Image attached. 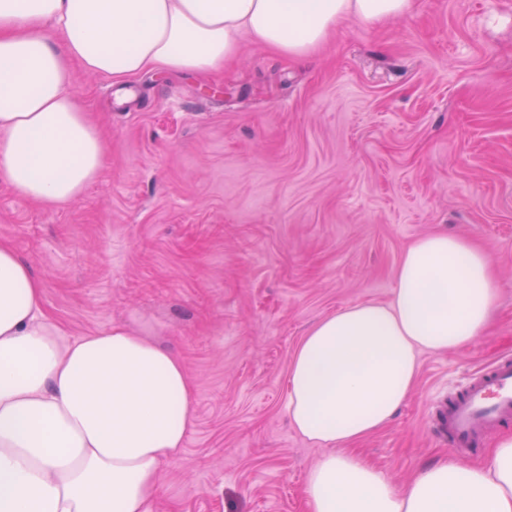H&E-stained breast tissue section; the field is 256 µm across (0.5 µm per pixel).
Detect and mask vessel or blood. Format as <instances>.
I'll return each mask as SVG.
<instances>
[{"mask_svg":"<svg viewBox=\"0 0 512 512\" xmlns=\"http://www.w3.org/2000/svg\"><path fill=\"white\" fill-rule=\"evenodd\" d=\"M437 421L449 447L457 451L512 421V360L502 359L474 374L461 394L440 406Z\"/></svg>","mask_w":512,"mask_h":512,"instance_id":"1","label":"vessel or blood"}]
</instances>
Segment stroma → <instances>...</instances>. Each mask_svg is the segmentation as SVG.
<instances>
[{"mask_svg":"<svg viewBox=\"0 0 512 512\" xmlns=\"http://www.w3.org/2000/svg\"><path fill=\"white\" fill-rule=\"evenodd\" d=\"M130 84L119 105L111 77L75 72L102 172L55 208L0 182V242L67 336L123 326L183 360L194 422L157 512H307L325 450L288 421L291 358L323 316L389 302L405 248L435 232L487 253L494 323L422 353L411 397L356 448L396 486L447 454L436 407L512 358V0H415L301 61L247 39L222 70Z\"/></svg>","mask_w":512,"mask_h":512,"instance_id":"35a3bbf8","label":"stroma"}]
</instances>
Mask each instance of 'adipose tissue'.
I'll list each match as a JSON object with an SVG mask.
<instances>
[{
  "label": "adipose tissue",
  "mask_w": 512,
  "mask_h": 512,
  "mask_svg": "<svg viewBox=\"0 0 512 512\" xmlns=\"http://www.w3.org/2000/svg\"><path fill=\"white\" fill-rule=\"evenodd\" d=\"M414 0H0V181L47 207L79 198L106 154L72 69L113 82L206 75L243 38L312 55L345 20L380 24ZM43 284L0 243V512H153L159 471L194 421V386L162 345L115 327L68 337ZM498 303L489 257L433 234L404 251L391 301L318 321L288 370V417L327 452L307 474L308 512H512V434L485 462L451 455L393 486L353 442L411 395L421 352L487 329Z\"/></svg>",
  "instance_id": "ef3b65f1"
}]
</instances>
